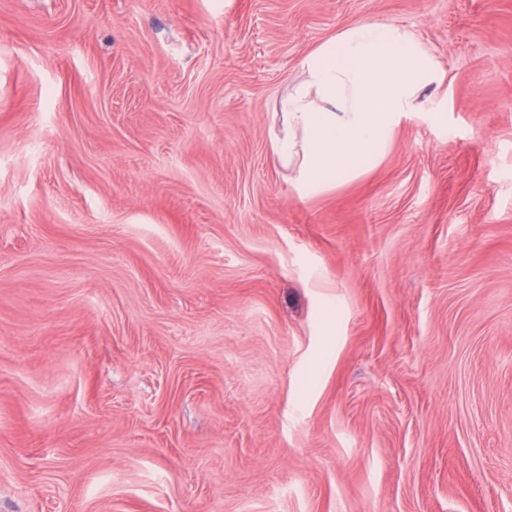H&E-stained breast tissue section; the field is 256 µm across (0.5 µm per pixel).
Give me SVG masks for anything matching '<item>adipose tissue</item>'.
<instances>
[{
	"label": "adipose tissue",
	"mask_w": 512,
	"mask_h": 512,
	"mask_svg": "<svg viewBox=\"0 0 512 512\" xmlns=\"http://www.w3.org/2000/svg\"><path fill=\"white\" fill-rule=\"evenodd\" d=\"M303 79L280 100L274 157L295 172L303 198L350 182L385 154L403 118L423 111L441 62L405 27L367 18L307 54Z\"/></svg>",
	"instance_id": "obj_1"
}]
</instances>
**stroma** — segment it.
<instances>
[{"label":"stroma","mask_w":512,"mask_h":512,"mask_svg":"<svg viewBox=\"0 0 512 512\" xmlns=\"http://www.w3.org/2000/svg\"><path fill=\"white\" fill-rule=\"evenodd\" d=\"M366 17L445 79L300 198ZM0 512H512V0H0ZM303 79L280 100L270 132L274 157L295 171L301 198L350 182L375 166L423 92L444 78L441 62L410 30L367 18L307 54Z\"/></svg>","instance_id":"1"}]
</instances>
